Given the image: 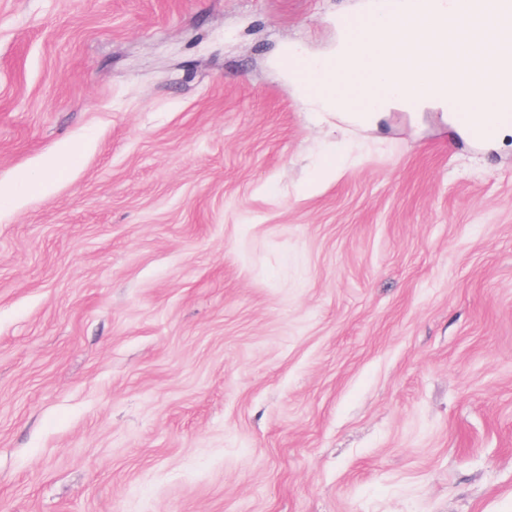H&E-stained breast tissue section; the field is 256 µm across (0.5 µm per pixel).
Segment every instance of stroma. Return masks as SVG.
<instances>
[{
    "label": "stroma",
    "instance_id": "1",
    "mask_svg": "<svg viewBox=\"0 0 512 512\" xmlns=\"http://www.w3.org/2000/svg\"><path fill=\"white\" fill-rule=\"evenodd\" d=\"M369 4L0 0V512H512V136L311 117ZM284 65L289 70L303 69L305 72V77H306L307 81L314 84L319 89V91L323 94H327V89L324 86V85H327V83L325 82L324 77L329 71L333 70L336 67V65H334V64L333 65L321 64V65H318L317 67L313 68L308 64L307 65L300 64L293 58H289V59L286 58Z\"/></svg>",
    "mask_w": 512,
    "mask_h": 512
}]
</instances>
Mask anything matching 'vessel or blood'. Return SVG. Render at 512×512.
Here are the masks:
<instances>
[{
	"mask_svg": "<svg viewBox=\"0 0 512 512\" xmlns=\"http://www.w3.org/2000/svg\"><path fill=\"white\" fill-rule=\"evenodd\" d=\"M373 8L362 20L352 18L341 19L344 29H356L359 23H372L379 17H387L393 21H401L410 16H418L428 20L433 26L445 28L458 25L464 19L478 16L486 8H493L492 20L499 35L506 40L512 39V0H495L487 4L486 0H453L451 12L441 14L434 10L433 0H372ZM484 79L492 88L490 109L486 112H474L460 104L459 93L449 89L448 98L456 102V119L459 124L478 138H488L495 128L503 123H512V56L500 57L495 66L484 75Z\"/></svg>",
	"mask_w": 512,
	"mask_h": 512,
	"instance_id": "obj_1",
	"label": "vessel or blood"
}]
</instances>
